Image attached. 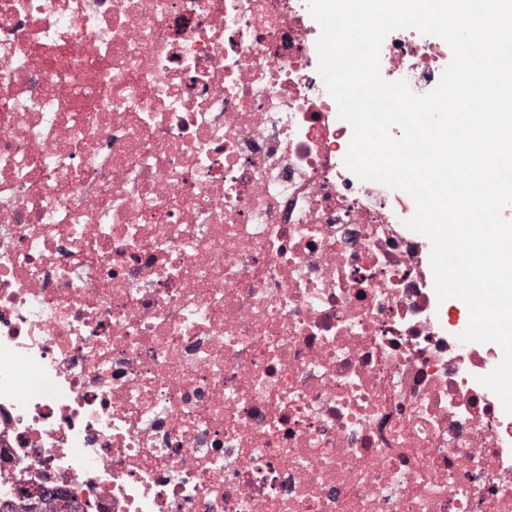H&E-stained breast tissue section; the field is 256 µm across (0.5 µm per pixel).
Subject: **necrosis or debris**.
Wrapping results in <instances>:
<instances>
[{"label": "necrosis or debris", "mask_w": 512, "mask_h": 512, "mask_svg": "<svg viewBox=\"0 0 512 512\" xmlns=\"http://www.w3.org/2000/svg\"><path fill=\"white\" fill-rule=\"evenodd\" d=\"M307 0H0V512H512L493 342L344 164ZM439 37L384 80L433 89Z\"/></svg>", "instance_id": "necrosis-or-debris-1"}]
</instances>
